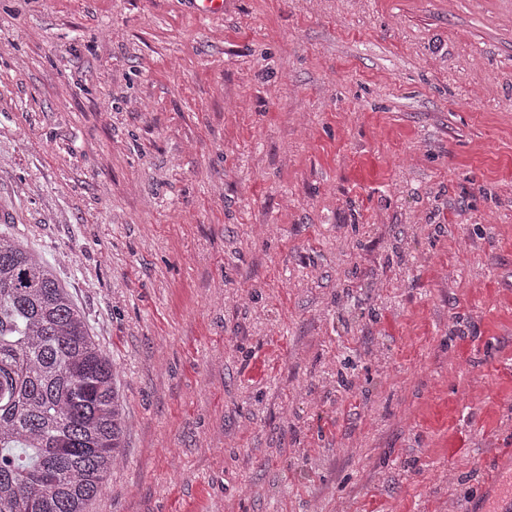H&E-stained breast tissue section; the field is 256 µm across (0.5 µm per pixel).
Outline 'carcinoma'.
<instances>
[{
    "label": "carcinoma",
    "mask_w": 512,
    "mask_h": 512,
    "mask_svg": "<svg viewBox=\"0 0 512 512\" xmlns=\"http://www.w3.org/2000/svg\"><path fill=\"white\" fill-rule=\"evenodd\" d=\"M116 375L53 265L0 232V512H87L124 447Z\"/></svg>",
    "instance_id": "1"
}]
</instances>
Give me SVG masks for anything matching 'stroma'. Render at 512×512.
<instances>
[{"mask_svg": "<svg viewBox=\"0 0 512 512\" xmlns=\"http://www.w3.org/2000/svg\"><path fill=\"white\" fill-rule=\"evenodd\" d=\"M117 368L88 512H470L512 454V0H0V232Z\"/></svg>", "mask_w": 512, "mask_h": 512, "instance_id": "1", "label": "stroma"}]
</instances>
